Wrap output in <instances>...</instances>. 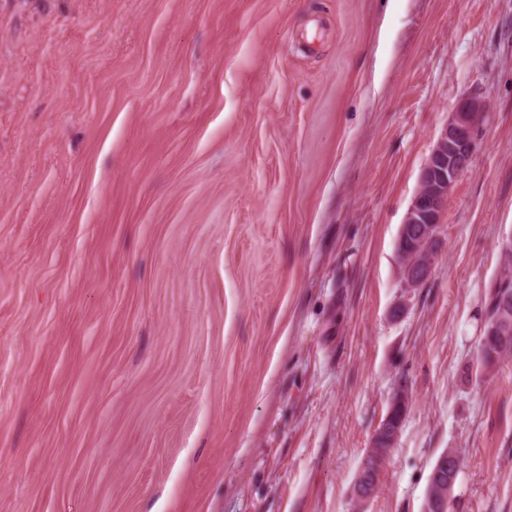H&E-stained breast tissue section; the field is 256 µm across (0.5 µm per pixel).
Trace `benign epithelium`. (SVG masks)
<instances>
[{
    "label": "benign epithelium",
    "instance_id": "7a95c632",
    "mask_svg": "<svg viewBox=\"0 0 512 512\" xmlns=\"http://www.w3.org/2000/svg\"><path fill=\"white\" fill-rule=\"evenodd\" d=\"M486 104L475 97L460 99L448 117L421 172L417 195L400 232V241L414 236L427 241L431 251L426 259L409 266L405 287L416 288L431 272L438 247L441 215L448 205V192L467 167L475 149L474 130Z\"/></svg>",
    "mask_w": 512,
    "mask_h": 512
}]
</instances>
